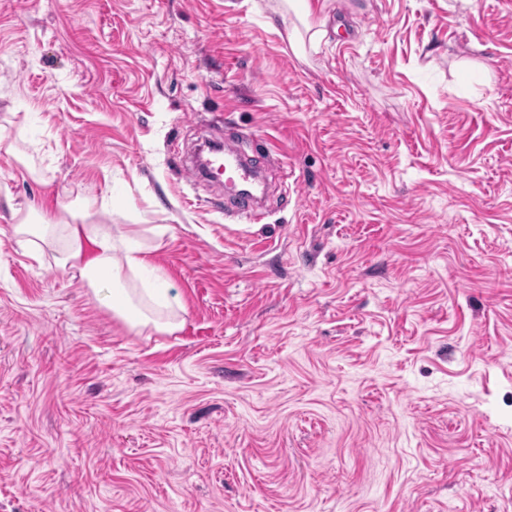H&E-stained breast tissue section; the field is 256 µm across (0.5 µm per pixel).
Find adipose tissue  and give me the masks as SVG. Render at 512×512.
Here are the masks:
<instances>
[{
    "mask_svg": "<svg viewBox=\"0 0 512 512\" xmlns=\"http://www.w3.org/2000/svg\"><path fill=\"white\" fill-rule=\"evenodd\" d=\"M109 201H89L79 206H59L56 215L15 209L11 232L17 244L32 256L52 249L61 267H75L91 288L107 284V307L126 326L174 332L183 328L175 307L160 300L155 287L140 286L148 268L147 253L162 245L170 227L166 224H137L128 228L101 222L111 213Z\"/></svg>",
    "mask_w": 512,
    "mask_h": 512,
    "instance_id": "adipose-tissue-1",
    "label": "adipose tissue"
}]
</instances>
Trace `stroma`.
<instances>
[{"mask_svg": "<svg viewBox=\"0 0 512 512\" xmlns=\"http://www.w3.org/2000/svg\"><path fill=\"white\" fill-rule=\"evenodd\" d=\"M277 2L0 0V512H512V0ZM105 197L183 329L11 236ZM218 144L217 148L220 151L216 153L224 155L222 164H224L225 186L228 176L237 184L233 197L236 214L249 222L261 220L263 213L259 207L256 190L260 176L257 166L261 163L262 157L257 151L250 156L228 143H224V146L221 143ZM243 188H250L251 192L243 193L241 191Z\"/></svg>", "mask_w": 512, "mask_h": 512, "instance_id": "1", "label": "stroma"}]
</instances>
